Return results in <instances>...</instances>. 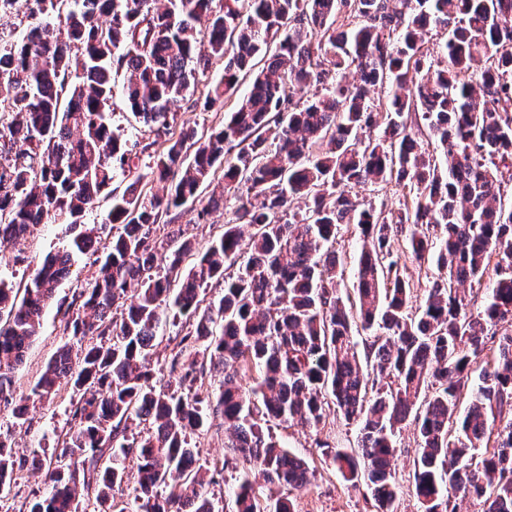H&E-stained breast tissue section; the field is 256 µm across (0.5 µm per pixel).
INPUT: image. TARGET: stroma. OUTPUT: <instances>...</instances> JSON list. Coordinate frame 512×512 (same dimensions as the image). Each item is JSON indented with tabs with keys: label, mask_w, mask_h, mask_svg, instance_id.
<instances>
[{
	"label": "stroma",
	"mask_w": 512,
	"mask_h": 512,
	"mask_svg": "<svg viewBox=\"0 0 512 512\" xmlns=\"http://www.w3.org/2000/svg\"><path fill=\"white\" fill-rule=\"evenodd\" d=\"M223 71V59H214L209 72L200 77L195 88L198 106L177 103L174 108L173 132L192 127L198 134L204 135L223 125L227 116L226 109L207 110L200 104L210 85ZM235 205L233 197H225L223 208L214 211L206 222L196 223L193 214L185 213L173 222L172 227L179 230L183 237L194 241L198 250H205L211 240L223 232L224 223L231 217ZM68 239L66 225H39L28 240L24 261L19 263L12 260L15 249L11 244L0 245V255L9 260L6 267L0 268V275L16 284L26 283L43 257L62 249ZM62 329L55 309H48L36 343L15 374L17 394H30L40 373L63 340ZM76 399V392L66 385L51 400L31 403L27 423L22 428H14L17 455L28 459L37 457L50 460L54 449L70 429L69 410ZM267 426L274 437L291 452L305 458L310 466L311 474L306 486L290 494L295 512H375L365 484L350 487L316 445L317 440L326 439L340 448H354L357 436L354 424L348 423L336 410L331 409L315 430L289 427L275 420L268 421ZM193 441L199 450L200 462L210 465L217 462L221 465L217 471L210 468L205 480L209 496L216 503H223L224 492L235 484L239 471L231 464V455L224 446L222 419H215L208 430L194 435ZM418 442L413 424H406L397 438V452L393 462L394 480L400 488L397 512H423L421 503L413 493V460L418 453ZM45 491L41 471H23L10 489L0 492V512H20L28 499L44 494Z\"/></svg>",
	"instance_id": "obj_1"
}]
</instances>
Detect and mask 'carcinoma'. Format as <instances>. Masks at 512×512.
<instances>
[{
	"instance_id": "carcinoma-1",
	"label": "carcinoma",
	"mask_w": 512,
	"mask_h": 512,
	"mask_svg": "<svg viewBox=\"0 0 512 512\" xmlns=\"http://www.w3.org/2000/svg\"><path fill=\"white\" fill-rule=\"evenodd\" d=\"M19 2L42 21L5 43ZM214 2L0 0V242L22 248L40 224L84 223L116 176H130L145 153L153 160L112 195L111 242L98 245L86 227L25 285L0 276V407L22 425L30 397L16 396L14 377L45 309L78 255L92 251L100 264L93 282L58 303L68 340L32 389L50 399L71 385L73 430L47 465L14 459L0 433V489L29 464L46 469L48 492L25 512H85L81 484L95 485L92 512H182L187 501L219 512L190 439L219 414L224 447L242 466L224 512H294L290 498L256 488L249 470L292 490L308 483L309 467L257 417L316 430L333 406L357 426L358 451L316 444L345 481L366 483L376 512H394L389 466L408 421L420 439L413 486L424 512H459L468 497L481 512H512V333L492 331L512 321V201L500 179L505 169L512 181V0ZM65 7L61 30L51 18ZM434 31L444 33L435 52L426 46ZM215 58L224 74L204 106L228 103L245 79L250 86L206 139L193 129L161 143L113 135V71L127 72V107L166 135L171 106ZM389 84L409 94L371 97ZM413 114L433 149L408 131ZM218 166L221 195L204 198ZM146 176L171 182L167 195L138 190ZM391 183L413 191L411 204L387 211L349 194ZM231 191L234 218L192 268L183 266L191 243L176 231L158 254L162 216L178 209L205 221ZM351 225L361 242L352 299L336 256ZM402 237L409 259L438 271L416 308ZM490 269L474 315L463 285ZM211 282L222 292L204 307ZM171 318L190 330L170 372L192 386L202 357L219 373L214 394L153 383L149 361ZM362 331L374 377L358 360ZM133 418L149 426L138 440L126 436ZM130 483L133 495L116 498Z\"/></svg>"
}]
</instances>
